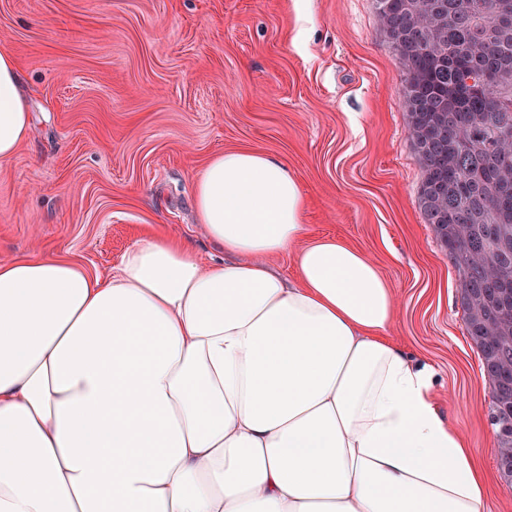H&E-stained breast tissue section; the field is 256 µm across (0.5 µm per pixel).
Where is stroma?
I'll use <instances>...</instances> for the list:
<instances>
[{
	"mask_svg": "<svg viewBox=\"0 0 512 512\" xmlns=\"http://www.w3.org/2000/svg\"><path fill=\"white\" fill-rule=\"evenodd\" d=\"M31 133L0 165V259L68 258L104 275L145 232L206 240L195 175L219 153L285 161L310 238L364 251L396 297L389 335L435 370L443 417L512 512L490 386L458 277L417 204L398 60L373 0H0Z\"/></svg>",
	"mask_w": 512,
	"mask_h": 512,
	"instance_id": "35a3bbf8",
	"label": "stroma"
}]
</instances>
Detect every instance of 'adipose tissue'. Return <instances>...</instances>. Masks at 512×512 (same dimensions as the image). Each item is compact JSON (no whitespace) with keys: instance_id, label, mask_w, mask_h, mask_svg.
Returning a JSON list of instances; mask_svg holds the SVG:
<instances>
[{"instance_id":"obj_1","label":"adipose tissue","mask_w":512,"mask_h":512,"mask_svg":"<svg viewBox=\"0 0 512 512\" xmlns=\"http://www.w3.org/2000/svg\"><path fill=\"white\" fill-rule=\"evenodd\" d=\"M18 80L1 52L0 164L31 132ZM193 199L224 262L163 235L104 277L0 260V512H484L433 368L385 338L389 284L307 239L287 164L224 151Z\"/></svg>"}]
</instances>
